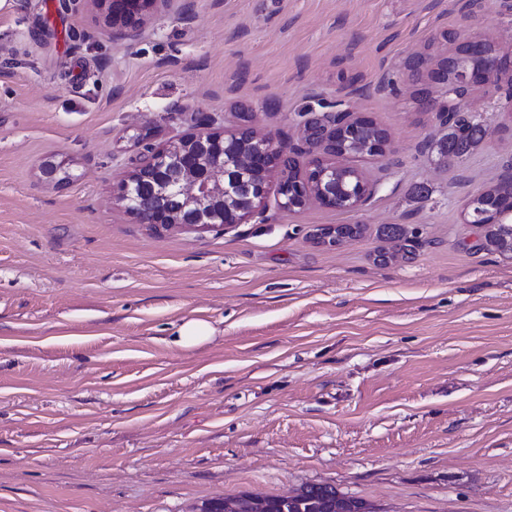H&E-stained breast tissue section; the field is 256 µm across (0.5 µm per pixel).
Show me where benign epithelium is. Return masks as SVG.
I'll return each instance as SVG.
<instances>
[{
  "instance_id": "1",
  "label": "benign epithelium",
  "mask_w": 512,
  "mask_h": 512,
  "mask_svg": "<svg viewBox=\"0 0 512 512\" xmlns=\"http://www.w3.org/2000/svg\"><path fill=\"white\" fill-rule=\"evenodd\" d=\"M156 0H108L112 25L137 31ZM483 39L466 42L467 55L476 59L458 67L451 80L442 79L443 100L437 116L441 123L479 122L484 134L491 132L487 117L472 111L468 90L474 87L505 90V106L512 109V78L503 79V58L486 51ZM370 117L353 112H306L299 129L309 151L321 155L313 164V180L306 188L284 187L280 206L293 211L311 204L345 211L365 206L375 195L379 181L368 177L361 186L347 190L336 183L342 160L355 157L380 159L391 151V141H360L359 130ZM247 125L217 126L214 122L190 130L162 145L148 143L140 163L118 182L115 202L138 224L157 228L225 231L264 213L267 187L250 179V169L264 167L263 179L288 165L286 147L269 135L254 133L249 149L238 142Z\"/></svg>"
}]
</instances>
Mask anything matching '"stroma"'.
Instances as JSON below:
<instances>
[{
    "instance_id": "1",
    "label": "stroma",
    "mask_w": 512,
    "mask_h": 512,
    "mask_svg": "<svg viewBox=\"0 0 512 512\" xmlns=\"http://www.w3.org/2000/svg\"><path fill=\"white\" fill-rule=\"evenodd\" d=\"M511 20L505 0H165L128 37L102 0H6L0 512H197L307 483L374 512H512V257L463 219L512 168L498 92L470 97L494 127L474 151H428L438 60L476 36L512 54ZM327 105L391 138L356 162L380 182L360 210L272 192L229 232L156 230L113 199L136 130L245 109L303 166L301 115ZM336 224L367 231L319 243ZM190 319L213 334L179 346Z\"/></svg>"
}]
</instances>
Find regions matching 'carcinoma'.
<instances>
[{"instance_id":"carcinoma-1","label":"carcinoma","mask_w":512,"mask_h":512,"mask_svg":"<svg viewBox=\"0 0 512 512\" xmlns=\"http://www.w3.org/2000/svg\"><path fill=\"white\" fill-rule=\"evenodd\" d=\"M482 140L481 129L476 126L467 135H459L450 127L448 133L436 142L434 151L438 160L446 162L465 156ZM508 199L509 185L502 180L488 186L483 197L484 209L492 213L490 222L483 224L485 241L502 253L512 252V220L508 219L512 203H508ZM364 232L363 224H338L327 229L331 234L330 244L336 246L358 238ZM239 504L247 506L246 512H363L367 509L364 501L341 493L330 484H306L286 499L251 493L214 498L204 502L199 512H224L225 507Z\"/></svg>"}]
</instances>
